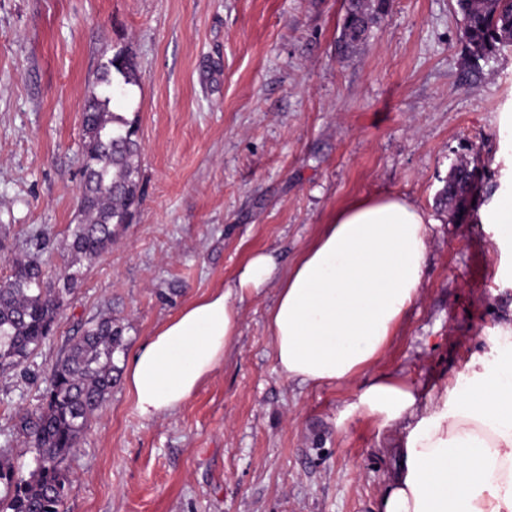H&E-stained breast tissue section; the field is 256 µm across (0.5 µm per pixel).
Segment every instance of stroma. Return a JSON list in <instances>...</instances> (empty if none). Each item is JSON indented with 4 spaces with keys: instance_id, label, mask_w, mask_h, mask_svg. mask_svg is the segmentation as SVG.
Here are the masks:
<instances>
[{
    "instance_id": "35a3bbf8",
    "label": "stroma",
    "mask_w": 512,
    "mask_h": 512,
    "mask_svg": "<svg viewBox=\"0 0 512 512\" xmlns=\"http://www.w3.org/2000/svg\"><path fill=\"white\" fill-rule=\"evenodd\" d=\"M345 0H0V278L41 233L49 270L81 219L82 109L117 50L139 85L116 106L137 121L141 201L85 267L26 367L0 370V447L22 471L15 425L85 323L112 317L118 368L184 304L233 287L257 251L286 276L353 199L399 195L434 227L423 286L370 372L330 387L286 380L265 314L275 286L239 303L223 363L175 414L142 419L124 383L70 455L62 512H375L396 459L376 416L339 422L371 374L428 394L503 342L512 260L486 230L483 198L447 203L453 163L506 184L512 46L469 68L455 0H390L349 57Z\"/></svg>"
}]
</instances>
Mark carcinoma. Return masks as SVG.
Returning a JSON list of instances; mask_svg holds the SVG:
<instances>
[{"label":"carcinoma","mask_w":512,"mask_h":512,"mask_svg":"<svg viewBox=\"0 0 512 512\" xmlns=\"http://www.w3.org/2000/svg\"><path fill=\"white\" fill-rule=\"evenodd\" d=\"M467 61L478 66L512 44V0H456ZM389 0H349L338 49L361 43L369 25L388 10ZM134 64L117 51L100 68L108 94L92 95L83 108L84 160L79 206L71 227L70 261L56 276L40 255L14 263L0 279V369L17 368L51 335L58 316L78 288L82 268L112 246L139 202L140 170L136 120L110 111L111 96L138 84ZM475 170L451 167L444 201H460L475 184ZM124 349L122 328L112 317L89 322L48 376L42 402L19 416L30 438L35 467L24 476L7 448H0V512H61L70 485L67 459L115 382L114 354Z\"/></svg>","instance_id":"carcinoma-1"}]
</instances>
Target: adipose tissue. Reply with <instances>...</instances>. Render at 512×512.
<instances>
[{
  "instance_id": "1",
  "label": "adipose tissue",
  "mask_w": 512,
  "mask_h": 512,
  "mask_svg": "<svg viewBox=\"0 0 512 512\" xmlns=\"http://www.w3.org/2000/svg\"><path fill=\"white\" fill-rule=\"evenodd\" d=\"M431 231L410 201L365 196L332 214L286 279L271 254L254 253L235 287L191 300L134 353L126 385L139 416L174 414L196 393L238 334L236 299L272 282L267 327L281 374L311 387L352 379L415 304ZM363 413L402 428V463L378 512H512V349L473 356L461 383L422 403L375 377L340 417Z\"/></svg>"
}]
</instances>
